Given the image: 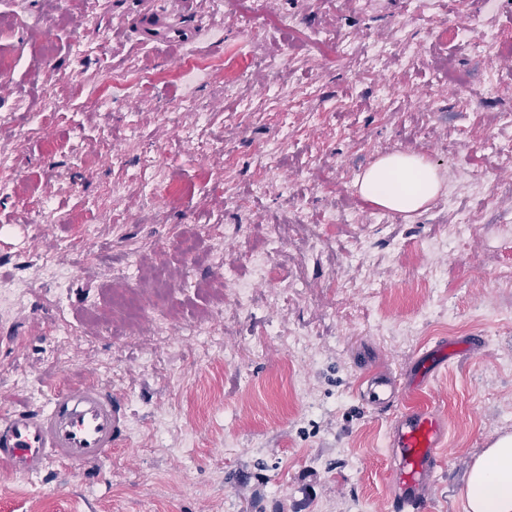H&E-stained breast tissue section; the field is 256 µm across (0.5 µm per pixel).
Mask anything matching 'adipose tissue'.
Masks as SVG:
<instances>
[{"mask_svg":"<svg viewBox=\"0 0 512 512\" xmlns=\"http://www.w3.org/2000/svg\"><path fill=\"white\" fill-rule=\"evenodd\" d=\"M355 185L364 201L411 214L440 192L442 180L425 156L392 153L379 158ZM464 494L468 512H512V435L498 437L473 460Z\"/></svg>","mask_w":512,"mask_h":512,"instance_id":"1","label":"adipose tissue"}]
</instances>
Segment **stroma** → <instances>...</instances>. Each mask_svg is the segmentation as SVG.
I'll return each mask as SVG.
<instances>
[{"label": "stroma", "mask_w": 512, "mask_h": 512, "mask_svg": "<svg viewBox=\"0 0 512 512\" xmlns=\"http://www.w3.org/2000/svg\"><path fill=\"white\" fill-rule=\"evenodd\" d=\"M256 2L328 32L334 55H308L216 0H0V55L12 63L0 75V281L11 288L0 414L93 382L124 404L129 438L72 470H0V512H393L391 418L365 409L356 387L367 369L405 373L444 336L484 341L415 397L448 421L429 512H465L472 460L512 434V155L486 148L512 143V0H435L430 20L414 0ZM146 9L206 29L186 51L194 78L140 43ZM450 23L462 39H449ZM487 32L506 54L475 55ZM444 59L463 83L449 82ZM118 72L143 80L138 96L113 92ZM102 95L111 109H96ZM270 142L281 146L274 169L258 162ZM396 152L425 154L442 178L413 214L355 186ZM154 186L176 203L150 198ZM285 222L320 225L328 247L266 245L268 225ZM191 229L201 241L187 260L177 243ZM263 245L274 275L254 282ZM133 251L170 278L178 316L161 344L131 342L112 320ZM55 253L73 268L59 304L38 264ZM202 311L219 352L184 334Z\"/></svg>", "instance_id": "35a3bbf8"}]
</instances>
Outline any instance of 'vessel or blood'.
<instances>
[{
    "label": "vessel or blood",
    "instance_id": "obj_1",
    "mask_svg": "<svg viewBox=\"0 0 512 512\" xmlns=\"http://www.w3.org/2000/svg\"><path fill=\"white\" fill-rule=\"evenodd\" d=\"M136 27L141 42L163 46L174 66L181 63L180 46L202 34L201 28L180 25L153 10L142 13ZM451 347V341L438 340L416 357L412 382L370 370L356 388L374 411L397 412L388 443L395 512H424L433 497L448 427L439 408L413 404L410 398L446 365ZM126 440L125 413L108 391L91 382L66 385L53 393L46 409L23 405L0 416V469L33 475L51 460L64 467L97 463Z\"/></svg>",
    "mask_w": 512,
    "mask_h": 512
}]
</instances>
